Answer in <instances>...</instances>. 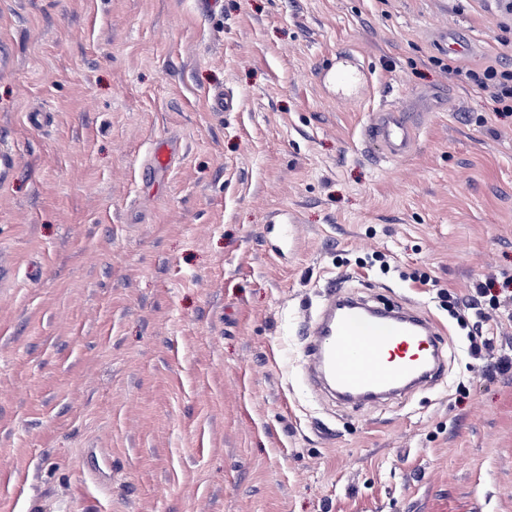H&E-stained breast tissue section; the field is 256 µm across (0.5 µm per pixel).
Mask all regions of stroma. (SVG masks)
<instances>
[{
    "mask_svg": "<svg viewBox=\"0 0 512 512\" xmlns=\"http://www.w3.org/2000/svg\"><path fill=\"white\" fill-rule=\"evenodd\" d=\"M445 30L456 65L512 64L492 0H0V512H512V376L471 369L449 311L512 272V115ZM341 53L350 99L319 79ZM423 90L452 98L406 158L360 139ZM335 283L440 323L444 379L314 393Z\"/></svg>",
    "mask_w": 512,
    "mask_h": 512,
    "instance_id": "1",
    "label": "stroma"
}]
</instances>
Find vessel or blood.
<instances>
[{
	"mask_svg": "<svg viewBox=\"0 0 512 512\" xmlns=\"http://www.w3.org/2000/svg\"><path fill=\"white\" fill-rule=\"evenodd\" d=\"M327 77L345 88L360 79L345 55ZM429 109L424 94L409 106L381 107L361 136L379 145L384 158H404L414 148L421 113ZM305 334L313 377L342 403L360 406L405 395L438 381L446 370L440 326L430 316L408 305L374 306L340 286L328 289Z\"/></svg>",
	"mask_w": 512,
	"mask_h": 512,
	"instance_id": "1",
	"label": "vessel or blood"
}]
</instances>
